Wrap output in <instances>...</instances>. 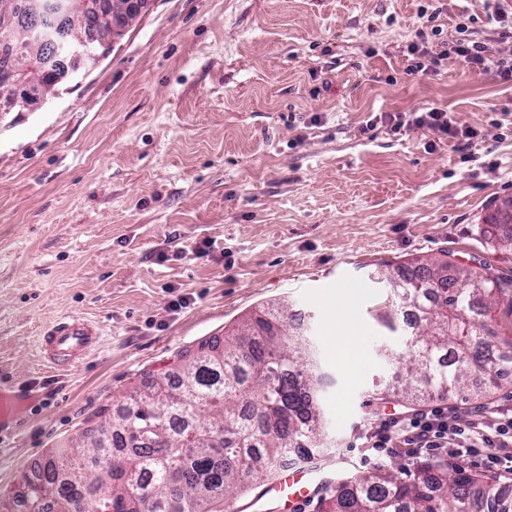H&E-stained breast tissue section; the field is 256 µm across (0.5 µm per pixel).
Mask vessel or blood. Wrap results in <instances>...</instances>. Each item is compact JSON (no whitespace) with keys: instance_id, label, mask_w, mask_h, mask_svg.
I'll list each match as a JSON object with an SVG mask.
<instances>
[{"instance_id":"obj_1","label":"vessel or blood","mask_w":512,"mask_h":512,"mask_svg":"<svg viewBox=\"0 0 512 512\" xmlns=\"http://www.w3.org/2000/svg\"><path fill=\"white\" fill-rule=\"evenodd\" d=\"M102 329L96 321L78 315L60 317L45 327L37 336L36 346L42 363L60 371L70 370L97 351L102 344ZM311 482L305 472H282L271 486L263 487V494H278L284 501L302 503L311 495Z\"/></svg>"}]
</instances>
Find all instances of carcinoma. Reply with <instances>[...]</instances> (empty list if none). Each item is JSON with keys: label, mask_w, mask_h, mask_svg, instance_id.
<instances>
[{"label": "carcinoma", "mask_w": 512, "mask_h": 512, "mask_svg": "<svg viewBox=\"0 0 512 512\" xmlns=\"http://www.w3.org/2000/svg\"><path fill=\"white\" fill-rule=\"evenodd\" d=\"M509 204L496 206L481 233L512 247ZM419 282L389 278L390 292L416 309L402 376L375 385L373 398L419 404L436 393L470 387L471 371L489 376L483 393L503 387L512 357L490 313L512 310V277L421 263ZM314 348L290 332L283 312L253 311L223 343L205 340L179 355L164 377L125 396L116 413L99 410L106 443L121 448L112 464L95 438L48 455L29 480L23 512H75L82 498L107 512H227L232 498L276 477L285 460H310L324 446L322 391ZM317 512H512V485L454 464L425 463L399 478L390 470L366 478L327 480Z\"/></svg>", "instance_id": "1"}]
</instances>
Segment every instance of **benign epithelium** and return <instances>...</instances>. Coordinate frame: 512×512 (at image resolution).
I'll return each instance as SVG.
<instances>
[{
    "instance_id": "obj_1",
    "label": "benign epithelium",
    "mask_w": 512,
    "mask_h": 512,
    "mask_svg": "<svg viewBox=\"0 0 512 512\" xmlns=\"http://www.w3.org/2000/svg\"><path fill=\"white\" fill-rule=\"evenodd\" d=\"M148 0H8L0 8V43L16 58L55 41L72 68L96 57V49L115 39L142 14ZM51 61L31 75L14 63L0 71V112H21L54 95L45 75Z\"/></svg>"
}]
</instances>
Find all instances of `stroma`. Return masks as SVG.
<instances>
[{
	"label": "stroma",
	"mask_w": 512,
	"mask_h": 512,
	"mask_svg": "<svg viewBox=\"0 0 512 512\" xmlns=\"http://www.w3.org/2000/svg\"><path fill=\"white\" fill-rule=\"evenodd\" d=\"M500 8L512 0H149L57 97L0 116V386L26 396L0 426V491L21 498L34 465L102 406L277 302L328 379L330 446L312 467L412 468L406 448L381 455L363 440L402 411L368 391L398 371L416 318L397 308L394 332L377 321L380 274L444 258L512 276V250L479 232L512 199V86L454 55L410 74L407 47L421 30L512 55ZM432 107L477 137L366 126ZM343 297L364 348L350 364L331 343ZM64 314L98 320L103 343L49 371L35 339ZM427 405L464 426L512 411V387Z\"/></svg>",
	"instance_id": "35a3bbf8"
}]
</instances>
